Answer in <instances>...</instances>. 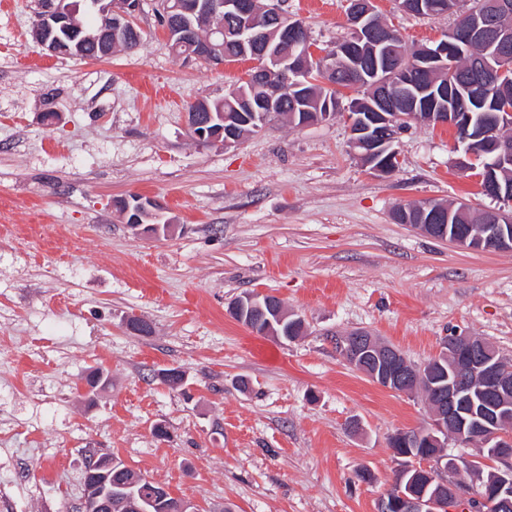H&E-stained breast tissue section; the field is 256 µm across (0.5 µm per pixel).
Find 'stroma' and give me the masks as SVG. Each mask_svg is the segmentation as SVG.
Masks as SVG:
<instances>
[{"instance_id": "obj_1", "label": "stroma", "mask_w": 512, "mask_h": 512, "mask_svg": "<svg viewBox=\"0 0 512 512\" xmlns=\"http://www.w3.org/2000/svg\"><path fill=\"white\" fill-rule=\"evenodd\" d=\"M279 5L317 46L349 34L346 0ZM376 5L411 47L455 23ZM37 8L0 0V512H84L93 449L196 512H376L399 468L390 437L431 412L351 367L337 337L368 332L415 367L455 334L512 360V251L393 219L421 201L492 207L455 129L411 123L384 176L340 118H276L239 146L201 144L188 107L254 61L177 55L161 0H142L137 49L53 57L30 36ZM131 194L157 200L172 232H133L113 206ZM245 291L277 296L304 335L234 320ZM127 315L151 335L126 332ZM94 368L110 381L90 399ZM168 368L186 382H163Z\"/></svg>"}]
</instances>
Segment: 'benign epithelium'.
Instances as JSON below:
<instances>
[{
  "instance_id": "7a95c632",
  "label": "benign epithelium",
  "mask_w": 512,
  "mask_h": 512,
  "mask_svg": "<svg viewBox=\"0 0 512 512\" xmlns=\"http://www.w3.org/2000/svg\"><path fill=\"white\" fill-rule=\"evenodd\" d=\"M101 23L86 32L77 20V11L65 0H41L36 20L31 30L32 39L52 55L80 56V45L93 41L102 52L112 55V35L126 31L135 24L140 0H92ZM167 18L176 21L165 25L168 40L178 39L188 45L185 56L196 60L216 63L224 62V28L213 25L214 19L226 16L236 22L235 35L242 57L255 59L258 72H277L281 85L298 90L310 81L309 71L315 66L323 70H336V56L314 45L304 35L300 25L275 7H262L258 0H166ZM443 12L458 9L457 0H442L432 5L424 0H412L408 9L422 13L432 8ZM509 8L505 0L495 4L483 3L482 10L466 25L458 26L451 40H442L424 48L423 57L439 60L454 56H466L476 42L489 43L497 47L495 62L479 56L474 62L481 79L467 84V99L460 100L455 112H439L427 123L433 125L461 126L470 129L473 115L468 111L467 101H477L483 94L486 82L499 80L512 72V29L502 25L499 17ZM377 9L375 0H354L349 11L348 23L351 36L348 45L367 42L373 49L386 53L391 50L388 39L375 26ZM80 34V41L70 49L60 42L59 31ZM427 67L413 62V69L401 74L399 91L389 95L384 90L386 79L381 73L371 81L374 95L368 103L369 111L332 112L330 106L318 114V121L336 117L344 118L353 136V144L364 148L361 156L374 164L372 172L390 175L398 169L399 153L395 141L399 130L395 120L399 111L409 105L408 88L415 86L419 74ZM186 121L194 139L201 143L221 142L224 147H234L241 142L234 128H224V113L211 112L208 101L202 99L188 108ZM512 123V108L502 107L496 119L486 125L478 137L464 136L461 143L466 154L479 161L471 167L472 176L487 196L502 203V207L487 211L488 223L473 234L457 226L448 229L453 213L468 210L465 203L458 208L444 209L432 202L417 205L411 227L424 235L440 241H449L461 247L512 251V233L504 225L512 224V190L504 189L495 179L493 171L512 165V141L499 136L501 125ZM125 218L126 224L139 233L158 235L171 225L152 224L160 205L151 198L132 194L115 202ZM250 302L260 311L271 308L278 321L287 316L283 306L272 307L269 295L252 294ZM344 354L352 363H370L367 376L377 384L394 392L404 393L411 383L423 382L435 391L437 403L430 427L419 431L406 444L419 443L443 448L439 434L451 436L455 441L468 444L479 441L481 453L473 460H466V470L478 482L475 491L454 481H441L435 492L427 496L416 494L406 483L407 475L414 469L430 470L435 467L444 473L460 470L459 460L445 453H435L422 459L401 454L398 478L391 489V497L385 506L391 512H451L456 508L469 507V501L478 500L507 512L512 508V361L489 356L484 344L471 336L456 335L448 338L447 347L431 365L414 369L406 357L396 348L381 344L374 338L355 335L347 340ZM502 463L503 468L495 472L491 480H484L483 466L490 460ZM89 472L84 481V501L89 512H112V471H122L111 455L92 451L83 461Z\"/></svg>"
}]
</instances>
